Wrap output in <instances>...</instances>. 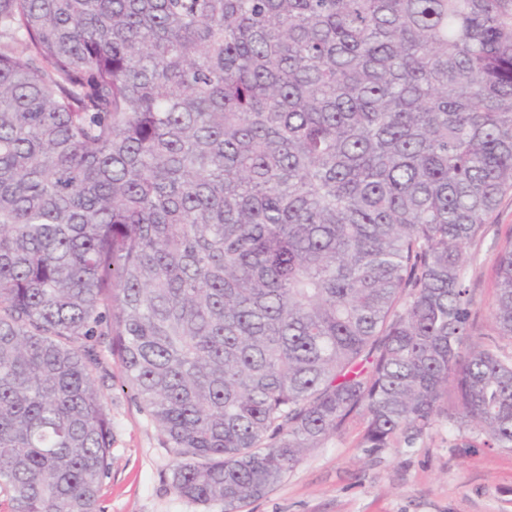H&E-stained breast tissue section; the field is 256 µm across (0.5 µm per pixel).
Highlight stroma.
<instances>
[{
    "label": "stroma",
    "mask_w": 512,
    "mask_h": 512,
    "mask_svg": "<svg viewBox=\"0 0 512 512\" xmlns=\"http://www.w3.org/2000/svg\"><path fill=\"white\" fill-rule=\"evenodd\" d=\"M493 260L492 253H483L470 280L473 309L484 328L495 295ZM94 378L114 423L100 512H202L170 489L174 456L124 386L117 358L106 356ZM243 512H512V453L463 447L454 431L438 424L413 447L369 456L352 431L307 452Z\"/></svg>",
    "instance_id": "obj_1"
}]
</instances>
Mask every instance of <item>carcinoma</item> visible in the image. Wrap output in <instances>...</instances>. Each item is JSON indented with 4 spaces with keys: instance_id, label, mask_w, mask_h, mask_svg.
<instances>
[{
    "instance_id": "1",
    "label": "carcinoma",
    "mask_w": 512,
    "mask_h": 512,
    "mask_svg": "<svg viewBox=\"0 0 512 512\" xmlns=\"http://www.w3.org/2000/svg\"><path fill=\"white\" fill-rule=\"evenodd\" d=\"M512 0H0V494L98 512L124 384L219 512L359 427L512 452ZM491 222L500 241L512 238V197L502 201ZM490 240L482 251V262L471 273L470 287L473 295V310L477 313L482 332H487L489 326V308L495 295V279L492 269L494 255L486 252Z\"/></svg>"
}]
</instances>
